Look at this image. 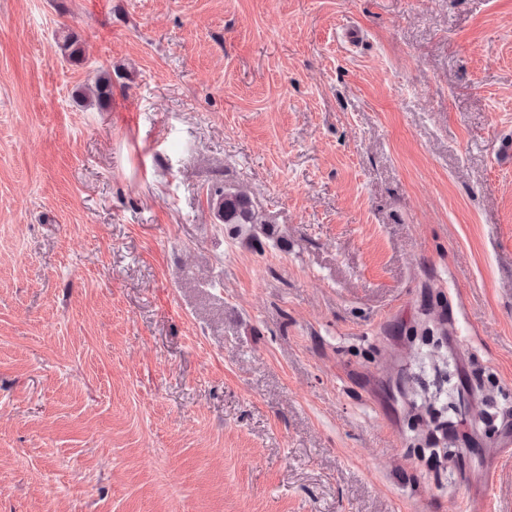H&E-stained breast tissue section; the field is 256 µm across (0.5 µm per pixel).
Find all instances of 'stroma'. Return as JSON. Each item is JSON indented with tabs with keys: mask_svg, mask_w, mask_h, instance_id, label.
<instances>
[{
	"mask_svg": "<svg viewBox=\"0 0 512 512\" xmlns=\"http://www.w3.org/2000/svg\"><path fill=\"white\" fill-rule=\"evenodd\" d=\"M505 133L512 0H0V512H512ZM112 97V76L105 72L98 75L94 84L85 88L82 100L86 105L103 107ZM217 198L218 208L222 210L224 226L237 238L244 237L247 242L259 240L258 230L270 236L271 227L255 210L250 196L239 189H216L210 199ZM273 234V233H271Z\"/></svg>",
	"mask_w": 512,
	"mask_h": 512,
	"instance_id": "1",
	"label": "stroma"
}]
</instances>
